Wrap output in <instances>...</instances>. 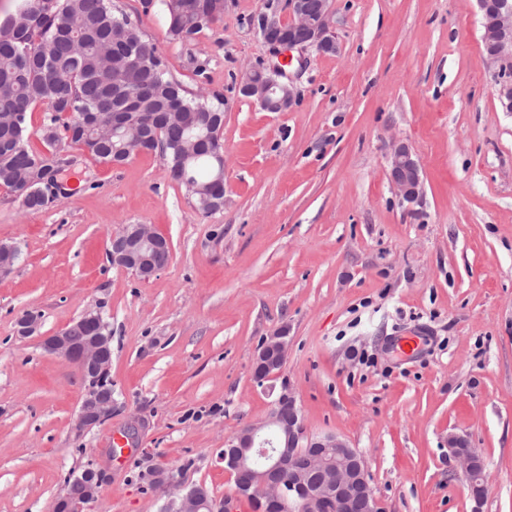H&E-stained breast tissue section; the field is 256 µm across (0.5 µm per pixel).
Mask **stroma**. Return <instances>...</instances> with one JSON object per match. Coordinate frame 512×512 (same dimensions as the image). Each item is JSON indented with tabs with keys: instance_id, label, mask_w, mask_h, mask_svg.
<instances>
[{
	"instance_id": "obj_1",
	"label": "stroma",
	"mask_w": 512,
	"mask_h": 512,
	"mask_svg": "<svg viewBox=\"0 0 512 512\" xmlns=\"http://www.w3.org/2000/svg\"><path fill=\"white\" fill-rule=\"evenodd\" d=\"M112 4L189 92L223 96L224 206L199 210L156 152L110 166L67 149L66 189L40 210L0 186V243L19 250L0 278V512H51L90 463L106 475L91 512H159L150 467L253 512L219 457L272 406L252 364L282 326L308 429L364 456L384 512H471L452 433L483 451L481 512H512V112L476 0H330L337 52L288 55L253 27L288 20L286 0H227L187 42L160 0ZM273 63L297 92L285 112L238 90ZM397 143L420 164V204L391 187ZM127 224L170 243L149 280L108 258ZM30 310L41 336L90 312L109 322L106 424L78 428L83 379L18 338Z\"/></svg>"
}]
</instances>
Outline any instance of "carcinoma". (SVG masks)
<instances>
[{
    "mask_svg": "<svg viewBox=\"0 0 512 512\" xmlns=\"http://www.w3.org/2000/svg\"><path fill=\"white\" fill-rule=\"evenodd\" d=\"M166 11L171 36L179 41L193 39L209 20L224 18L220 0H196L190 13L169 3ZM1 28L19 33L12 42L0 44V184L12 189L39 175L43 154L28 145V114L38 104L48 105L40 137L49 153L79 146L96 160L112 163L123 147L112 138V112L101 113L96 128L86 126L85 114L99 111L101 99L112 94V74L103 73L102 49L108 50L109 66L123 65L141 43L137 28L114 13L112 0H18L15 11L0 21ZM132 80L152 86L137 111L163 112L175 97L188 113V124L160 131L162 159L170 168L184 139L203 138L210 124H224V99L189 95L161 57ZM216 166L204 154L186 163L185 172L202 185L213 180Z\"/></svg>",
    "mask_w": 512,
    "mask_h": 512,
    "instance_id": "1",
    "label": "carcinoma"
}]
</instances>
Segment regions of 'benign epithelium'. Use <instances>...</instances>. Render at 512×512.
<instances>
[{
    "label": "benign epithelium",
    "mask_w": 512,
    "mask_h": 512,
    "mask_svg": "<svg viewBox=\"0 0 512 512\" xmlns=\"http://www.w3.org/2000/svg\"><path fill=\"white\" fill-rule=\"evenodd\" d=\"M481 15L490 16L483 24V48L488 64L498 69L497 95L501 107L512 112V0H477ZM290 20L286 23L274 15L264 14L258 20L256 32L272 49L280 53L295 48H314L321 53L337 50L329 0H288ZM281 66L255 68L245 72L239 90L268 112H286L296 100L295 88L282 81ZM222 134H210L211 153L218 164V173L204 194L209 211L224 206V143ZM161 148L160 128L139 125V133L127 147L124 160ZM53 156L43 163L41 176L24 186L19 194H42L49 198L61 188L55 184ZM391 184L401 203L412 204L423 195V181L418 161L410 149L397 144L391 156ZM167 240L150 224H127L112 234L109 253L112 265L129 270L146 280L161 270L154 264V255ZM41 316L30 313L18 321V335L35 334ZM105 324L87 331L82 341L70 336L64 327L42 340L43 349L74 364L86 383L85 394L77 415L78 428L102 425L112 419V336L103 333ZM290 340L288 328L281 327L263 338L253 360V378L262 385L279 377L288 361ZM222 460L235 475L238 494L259 505V512H383L374 495L363 455L336 434H312L304 423L296 394L287 382L271 410L261 419L248 425L224 441ZM272 462L257 479H241L246 468L244 450ZM449 454L467 480L474 512H480L485 498L484 458L481 451L471 447L460 436H448ZM79 481L85 486V497L78 503L68 496L60 497L53 512H83L100 492L105 481L102 470L88 467ZM175 474L161 471L152 478L150 489H177ZM165 506L174 512H231L230 500L214 509L197 489L169 498Z\"/></svg>",
    "instance_id": "7a95c632"
}]
</instances>
